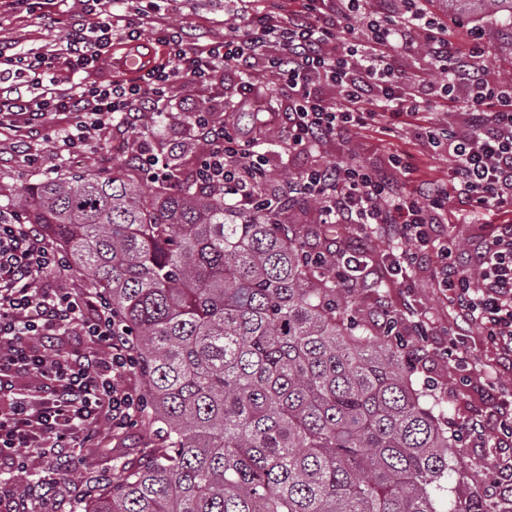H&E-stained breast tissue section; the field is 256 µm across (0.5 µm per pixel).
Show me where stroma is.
<instances>
[{"label":"stroma","instance_id":"obj_1","mask_svg":"<svg viewBox=\"0 0 512 512\" xmlns=\"http://www.w3.org/2000/svg\"><path fill=\"white\" fill-rule=\"evenodd\" d=\"M151 7L167 24L201 36L203 40L219 41L224 37V0H153ZM84 10L83 0H29L28 4L0 14V44L13 45L17 52L26 54L44 51L50 45L63 46L65 28L59 24V17L80 14ZM473 29L482 36V63L488 76L499 80L511 75L512 51L501 47L500 23L484 20L472 27H451L450 33L459 48H467L469 32ZM287 104L286 88L273 84L265 86L258 99L249 102L235 119L241 137L248 140L259 135L278 140L282 129L276 113L285 109ZM417 119L431 120L457 133L467 129L462 113L452 105L437 107L415 117L404 115L392 123H371L352 133L334 137L311 153L297 155L289 162L270 159L271 181L276 185L281 184L286 174H298L317 162L329 164L344 160L384 165L391 156L400 154L411 164L416 181L447 186L448 153L409 135V124ZM127 138L128 133L124 128H111L103 139L106 146L103 156L85 155L46 170L27 166L16 151V136H0V183L19 189L47 177L68 178L91 166L108 170L126 164V156L115 152L112 144L114 140L124 141ZM157 148L167 160L187 171L206 152L205 144L190 137L186 124L178 116L165 121ZM281 221L292 228L306 229L312 250L332 253V244L337 241L345 250L357 253L364 282L344 296L342 308L359 323L375 324L376 310L382 305L397 314L410 305L428 318L430 331L421 341L427 345L429 353L416 368L417 379L420 387L429 388L438 400L448 422L449 433L460 432L465 416L490 414L489 402L480 396V370L488 365L495 366L503 380L512 381V365L500 361L496 354L485 347L474 323L458 319L455 330L460 340L470 348L477 365L468 384L460 383L452 358L445 352L448 338L443 330L449 321L448 297L437 286L434 264L414 270L406 278L392 275L382 263L383 253L391 248L386 239L378 237L369 243H361L356 225L321 223L317 206L307 200L289 204ZM108 441V448L100 450L89 462L77 459L68 468L59 470L49 463L37 461L27 472L6 475L5 481L15 492L25 495L30 491L31 480L45 477L55 481L56 496L66 500L82 493L89 476L95 475L110 482L121 479L126 469L145 461L152 446L149 431L139 422L111 432Z\"/></svg>","mask_w":512,"mask_h":512}]
</instances>
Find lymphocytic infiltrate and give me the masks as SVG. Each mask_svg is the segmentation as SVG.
<instances>
[{
    "mask_svg": "<svg viewBox=\"0 0 512 512\" xmlns=\"http://www.w3.org/2000/svg\"><path fill=\"white\" fill-rule=\"evenodd\" d=\"M114 3L91 0V20L68 19L64 51L25 55L17 69L0 70V136L44 129L50 116L66 112L73 119L54 132L57 157L97 154L104 132L119 122L139 141L131 158L155 182L169 180L170 170L142 117L166 112L187 82L212 87L231 73L245 101L257 91V76H275L288 89L283 157L354 127L452 103L468 116L466 132L413 129L414 138L447 146L448 189L413 185L408 174L395 178L400 161L393 158L384 167L313 165L276 192L262 142L242 140L233 125L215 123L210 108L188 105L183 120L207 146L192 183L222 189L246 211L261 199L315 198L322 223L354 224L362 236L388 239L384 259L397 275L436 261L450 307L479 324L500 359L512 361V224L495 225L481 251L466 253L455 249L442 221L451 207L463 216L512 213V82L486 77L478 47L462 52L447 24L419 0H379L371 11L366 0H301L287 14L254 0H225L221 41L189 39L141 8L115 13ZM147 33L167 57L136 80L67 83L57 73L61 66L82 75L100 69L115 40ZM416 46L445 78L424 79L413 92L401 59ZM322 82L336 86L339 102L316 92ZM67 270L47 230L0 224L1 470L24 472L43 458L67 463L76 444L99 439L102 425L126 428L140 411L139 392L126 384L135 368L132 345L106 301L85 288L48 287ZM22 377L35 379V389L20 388Z\"/></svg>",
    "mask_w": 512,
    "mask_h": 512,
    "instance_id": "f902f5d3",
    "label": "lymphocytic infiltrate"
}]
</instances>
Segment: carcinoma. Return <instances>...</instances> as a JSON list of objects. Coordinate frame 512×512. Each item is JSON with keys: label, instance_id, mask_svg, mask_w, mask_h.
Returning a JSON list of instances; mask_svg holds the SVG:
<instances>
[{"label": "carcinoma", "instance_id": "obj_1", "mask_svg": "<svg viewBox=\"0 0 512 512\" xmlns=\"http://www.w3.org/2000/svg\"><path fill=\"white\" fill-rule=\"evenodd\" d=\"M499 20L512 0H446ZM134 165L0 187V222L43 225L133 338L148 461L96 484L82 512H440L459 475L441 411L418 388L394 323L345 320L323 253L282 207L224 192H152ZM448 512H503L478 493Z\"/></svg>", "mask_w": 512, "mask_h": 512}]
</instances>
